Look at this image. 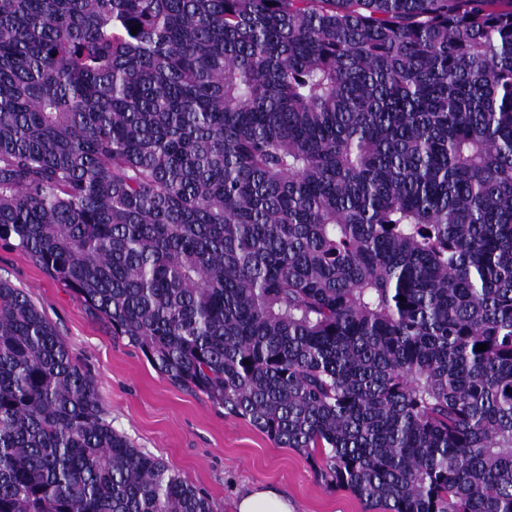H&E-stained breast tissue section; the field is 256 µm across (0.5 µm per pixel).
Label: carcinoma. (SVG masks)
<instances>
[{"label":"carcinoma","mask_w":512,"mask_h":512,"mask_svg":"<svg viewBox=\"0 0 512 512\" xmlns=\"http://www.w3.org/2000/svg\"><path fill=\"white\" fill-rule=\"evenodd\" d=\"M496 2L0 0V241L326 487L512 512ZM0 512H214L2 278Z\"/></svg>","instance_id":"cac0c4a2"}]
</instances>
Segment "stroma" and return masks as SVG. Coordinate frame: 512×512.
Segmentation results:
<instances>
[{"mask_svg":"<svg viewBox=\"0 0 512 512\" xmlns=\"http://www.w3.org/2000/svg\"><path fill=\"white\" fill-rule=\"evenodd\" d=\"M0 277L29 293L96 378L113 428L204 492L215 512H235L237 498L257 487L286 493L294 512H364L350 492L324 487L304 454L225 416L204 395L170 384L138 349L90 316L67 285L3 242Z\"/></svg>","mask_w":512,"mask_h":512,"instance_id":"35a3bbf8","label":"stroma"}]
</instances>
